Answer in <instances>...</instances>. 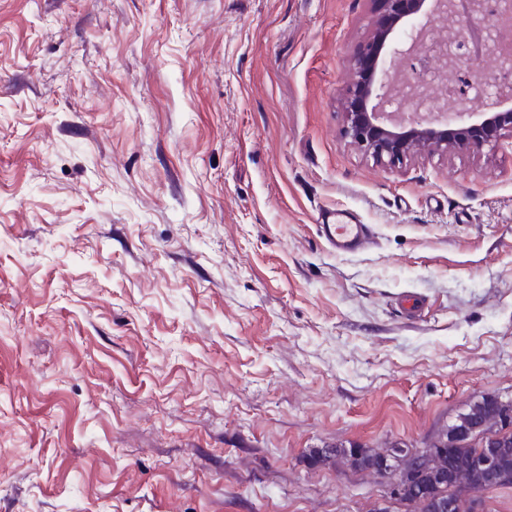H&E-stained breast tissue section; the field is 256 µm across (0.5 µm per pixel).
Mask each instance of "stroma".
Wrapping results in <instances>:
<instances>
[{
  "label": "stroma",
  "instance_id": "obj_1",
  "mask_svg": "<svg viewBox=\"0 0 512 512\" xmlns=\"http://www.w3.org/2000/svg\"><path fill=\"white\" fill-rule=\"evenodd\" d=\"M375 15L0 0V512H368L312 454L512 398V150L350 144ZM320 228L336 255H352L360 251L372 237L369 224H360L352 213L344 209L324 212Z\"/></svg>",
  "mask_w": 512,
  "mask_h": 512
}]
</instances>
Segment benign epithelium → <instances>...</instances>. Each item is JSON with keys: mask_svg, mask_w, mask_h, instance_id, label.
I'll return each instance as SVG.
<instances>
[{"mask_svg": "<svg viewBox=\"0 0 512 512\" xmlns=\"http://www.w3.org/2000/svg\"><path fill=\"white\" fill-rule=\"evenodd\" d=\"M380 16L373 36L355 59V80L345 101L342 135L378 161L400 163L424 150L481 149L494 146L505 133L512 134V109L499 111L501 99L483 98L478 124L448 126V102L427 97L417 69H405L415 60V47L426 41L430 25L437 20L454 33L458 0H380ZM497 31L512 30V0H503L496 22ZM512 426V413L501 411L475 427L483 444L493 442L498 431ZM374 475L387 482L385 496L375 502V512L411 488L405 479L416 481L429 473L434 461L429 448L397 443L382 450ZM448 512L466 503L469 512L482 487L470 470L448 473Z\"/></svg>", "mask_w": 512, "mask_h": 512, "instance_id": "1", "label": "benign epithelium"}]
</instances>
